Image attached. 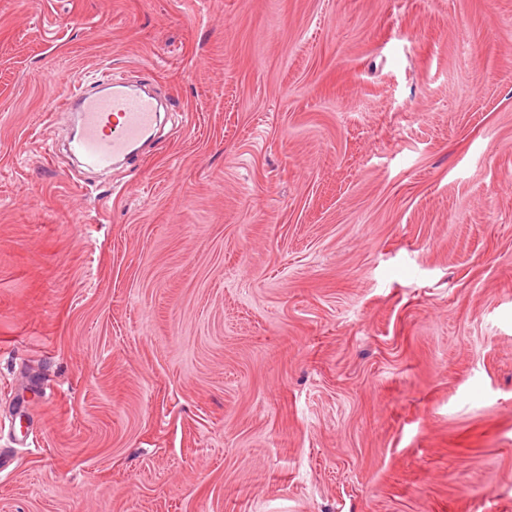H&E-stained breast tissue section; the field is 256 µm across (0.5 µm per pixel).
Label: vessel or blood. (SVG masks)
Returning a JSON list of instances; mask_svg holds the SVG:
<instances>
[{
    "label": "vessel or blood",
    "instance_id": "b4317fda",
    "mask_svg": "<svg viewBox=\"0 0 512 512\" xmlns=\"http://www.w3.org/2000/svg\"><path fill=\"white\" fill-rule=\"evenodd\" d=\"M63 109L76 118L71 153L95 169H108L130 158L153 135L159 118L155 96L111 80L97 89L74 80Z\"/></svg>",
    "mask_w": 512,
    "mask_h": 512
}]
</instances>
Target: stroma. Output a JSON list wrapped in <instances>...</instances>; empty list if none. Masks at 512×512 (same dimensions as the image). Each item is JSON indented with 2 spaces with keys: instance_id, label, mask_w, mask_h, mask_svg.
<instances>
[{
  "instance_id": "obj_1",
  "label": "stroma",
  "mask_w": 512,
  "mask_h": 512,
  "mask_svg": "<svg viewBox=\"0 0 512 512\" xmlns=\"http://www.w3.org/2000/svg\"><path fill=\"white\" fill-rule=\"evenodd\" d=\"M0 512H512V0H0ZM89 89L82 79L72 82L63 103L64 112H74L77 131L70 152L84 166L108 169L120 159H129L149 139L160 116L157 98L108 80Z\"/></svg>"
}]
</instances>
